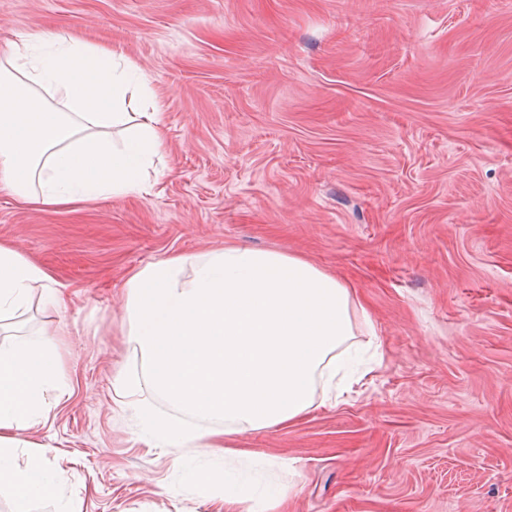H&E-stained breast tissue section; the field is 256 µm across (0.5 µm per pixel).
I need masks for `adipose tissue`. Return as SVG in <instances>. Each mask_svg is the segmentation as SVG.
<instances>
[{"instance_id": "adipose-tissue-1", "label": "adipose tissue", "mask_w": 512, "mask_h": 512, "mask_svg": "<svg viewBox=\"0 0 512 512\" xmlns=\"http://www.w3.org/2000/svg\"><path fill=\"white\" fill-rule=\"evenodd\" d=\"M165 114L140 69L122 52L69 32L22 33L0 47V185L28 209L72 210L109 195L148 194ZM62 301L37 265L0 244V322L26 310L33 291ZM349 288L311 263L229 245L146 264L126 281L128 336L141 365L113 384L142 410L161 446H211L222 422L256 431L315 407L317 378L348 373ZM61 370L53 342L0 345V483L19 503L57 479L40 445L19 432L50 411ZM186 413L172 424L151 398ZM26 447L25 465L14 460Z\"/></svg>"}]
</instances>
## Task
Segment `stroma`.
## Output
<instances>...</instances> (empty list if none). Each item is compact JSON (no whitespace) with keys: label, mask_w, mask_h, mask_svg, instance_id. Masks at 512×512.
Segmentation results:
<instances>
[{"label":"stroma","mask_w":512,"mask_h":512,"mask_svg":"<svg viewBox=\"0 0 512 512\" xmlns=\"http://www.w3.org/2000/svg\"><path fill=\"white\" fill-rule=\"evenodd\" d=\"M60 28L145 71L164 176L64 211L0 186V242L66 294L0 331L61 358L64 397L23 437L62 480L30 512H218L181 456L267 512H512V0H0V46ZM227 245L349 288L359 369L223 451L152 447L112 400L140 362L125 281Z\"/></svg>","instance_id":"obj_1"}]
</instances>
